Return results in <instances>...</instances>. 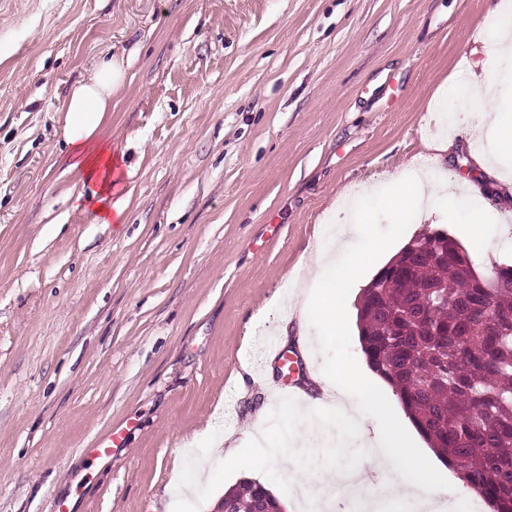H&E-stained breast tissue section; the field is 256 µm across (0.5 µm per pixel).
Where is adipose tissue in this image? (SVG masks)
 Returning <instances> with one entry per match:
<instances>
[{"instance_id": "1", "label": "adipose tissue", "mask_w": 512, "mask_h": 512, "mask_svg": "<svg viewBox=\"0 0 512 512\" xmlns=\"http://www.w3.org/2000/svg\"><path fill=\"white\" fill-rule=\"evenodd\" d=\"M486 27L493 38L480 69L471 72L464 87L449 86L446 96L453 100L461 95L467 102L478 105L483 115V130L512 139V123L503 120L498 83L502 65H512V15L506 13L498 2L487 13ZM126 74L122 57L103 56L87 78L70 88L59 107L63 115L61 137L66 169L76 173L82 185L81 191L73 196L74 206L93 209L94 221L98 224H122L126 221L128 200L115 195L121 181L122 159L113 151L110 139L102 134L112 110V96L123 88ZM455 200L456 195L449 186L420 183L397 176L391 180L386 204L396 212L417 208L425 213L452 206ZM383 250V245H373L355 252L348 263L340 265L336 262L335 244L319 248L313 288L305 294L297 311L299 331H306L309 316L315 312L323 321L326 337H335L340 325L341 287L361 284ZM336 373L340 385L336 389L338 415L335 425L309 427L296 434V441L315 445L323 439L335 438L340 430L369 429L379 446L372 457L375 467H383L389 453L393 452L397 454L401 467L410 469L416 451L403 447L402 423L392 417L370 422L366 406L353 402L350 397V387H372L371 378L345 362L337 365ZM400 490L410 512H439L447 498L454 494L451 485L436 482L427 474L401 483Z\"/></svg>"}]
</instances>
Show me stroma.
I'll return each instance as SVG.
<instances>
[{
    "label": "stroma",
    "instance_id": "stroma-1",
    "mask_svg": "<svg viewBox=\"0 0 512 512\" xmlns=\"http://www.w3.org/2000/svg\"><path fill=\"white\" fill-rule=\"evenodd\" d=\"M489 0H0V512H214L248 476L297 512L323 467L392 469L371 449L291 446L332 424L289 417L298 389L336 391L364 362L356 309L331 340L284 335L308 268L349 201L398 252L429 227L378 194L413 168L474 184L440 228L479 273L512 264V193L486 175L475 110L444 117L445 84L486 57ZM113 53L128 59L106 134L130 194L122 224L73 209L57 107ZM448 141L442 163L425 144ZM373 190L365 198V190ZM265 463L217 470L212 431ZM111 457L94 454L113 432Z\"/></svg>",
    "mask_w": 512,
    "mask_h": 512
}]
</instances>
